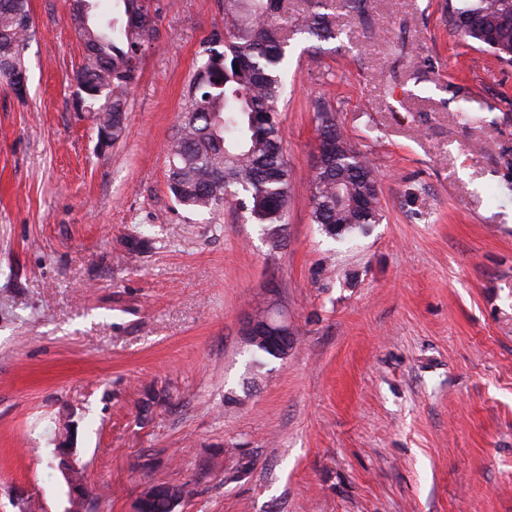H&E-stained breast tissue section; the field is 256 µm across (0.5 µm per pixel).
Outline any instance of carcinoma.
<instances>
[{
  "label": "carcinoma",
  "mask_w": 512,
  "mask_h": 512,
  "mask_svg": "<svg viewBox=\"0 0 512 512\" xmlns=\"http://www.w3.org/2000/svg\"><path fill=\"white\" fill-rule=\"evenodd\" d=\"M452 8L455 29L479 52L512 64V0H462ZM292 33L336 38V15L322 0H307ZM97 0H69L86 54L75 75L83 109L112 114V141L125 130L128 97L155 21L150 0H116L108 17ZM282 0H224V29L203 43L168 153L169 189L192 211L213 212L234 199L259 226L269 255L285 246L291 170L277 118L289 46L279 23ZM28 0H0V81L23 100L24 52L34 23ZM224 45L219 52L216 45ZM319 157L311 186V222L342 241L383 220L380 182L368 154L345 133L335 108L314 103ZM192 495L190 484L168 486L145 512H172V498Z\"/></svg>",
  "instance_id": "1"
}]
</instances>
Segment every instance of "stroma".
<instances>
[{
    "label": "stroma",
    "instance_id": "1",
    "mask_svg": "<svg viewBox=\"0 0 512 512\" xmlns=\"http://www.w3.org/2000/svg\"><path fill=\"white\" fill-rule=\"evenodd\" d=\"M28 93L0 84V512H512V65L444 0L336 11L292 37L279 104L292 175L268 257L235 204L185 209L167 157L224 0H151L127 127L77 111L85 46L66 0H29ZM380 177L383 220L338 242L310 221L318 98ZM472 120L462 123L460 111ZM275 302L286 358L255 367L247 316ZM252 466L227 480L233 459ZM58 453H59V464L58 468L64 475L67 484L70 488V494L73 495L74 498H82L86 494L81 489H77V476L80 473L76 469H78V465L74 459L72 452V444L67 439H64L58 445ZM164 486L168 488V492L166 494L154 495L149 499L145 505L144 512H173L172 498L178 495L180 500H182L190 497L193 493L189 483Z\"/></svg>",
    "mask_w": 512,
    "mask_h": 512
}]
</instances>
